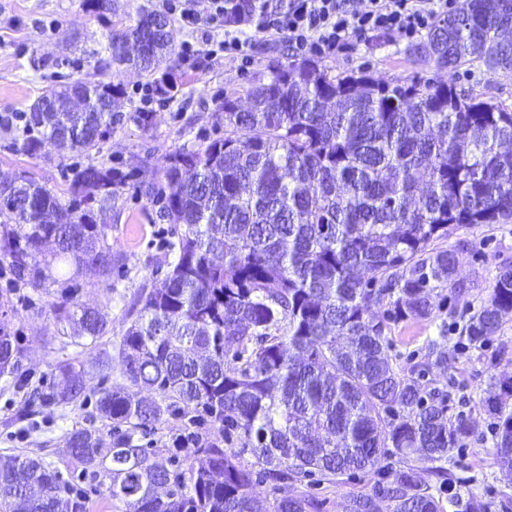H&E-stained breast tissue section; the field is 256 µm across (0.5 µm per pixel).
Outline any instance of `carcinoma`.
<instances>
[{
  "label": "carcinoma",
  "mask_w": 512,
  "mask_h": 512,
  "mask_svg": "<svg viewBox=\"0 0 512 512\" xmlns=\"http://www.w3.org/2000/svg\"><path fill=\"white\" fill-rule=\"evenodd\" d=\"M512 0H463L437 20L421 51L439 67L477 63L512 70ZM94 80L53 86L24 116L27 151L62 156L100 149L124 96L106 79L133 70L158 94L173 91L162 70L176 53L168 18L145 6L112 33ZM83 97L77 109L73 99ZM224 136L165 156L169 193L162 205L183 226L169 244L176 261L153 284L118 348L123 376L136 388L99 392L96 410L112 423L65 438L66 468L93 480L127 512H312L291 489L300 478L380 475L392 449L400 466L389 486L353 497L347 512H372L380 498L393 512H490L445 488L432 493L407 466L413 454L435 474L465 446L467 419L449 414L450 394L435 386L448 370V323L427 344L418 373L391 363L385 321L428 318L459 286L454 249H437L458 226L512 222V110L448 83L407 81L361 70L331 74L312 58L289 60L254 85L246 101L224 96ZM61 201L24 175L0 181V256L32 288L63 282L50 314L57 331L75 326L92 342L109 331L108 313L81 300L75 277L88 266L112 289V255L103 215L128 176L104 163L72 170ZM67 266L60 279L53 263ZM0 299V378H21L24 351ZM512 313V268L499 273L459 339L480 347ZM64 384L36 388L44 410L75 403L84 386L70 365ZM171 399L209 437L176 438L187 455L136 443L135 433L164 423ZM496 455L512 478V407L487 398ZM234 436L254 461L245 467L223 447ZM63 474L40 456H0V512L16 496L29 512H87L82 494L62 499ZM267 483L271 498L256 487Z\"/></svg>",
  "instance_id": "obj_1"
}]
</instances>
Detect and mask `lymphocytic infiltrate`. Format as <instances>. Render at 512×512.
Wrapping results in <instances>:
<instances>
[{"mask_svg": "<svg viewBox=\"0 0 512 512\" xmlns=\"http://www.w3.org/2000/svg\"><path fill=\"white\" fill-rule=\"evenodd\" d=\"M201 17L197 0H165V10L181 26L200 22L222 27L217 53L250 63L257 41L281 39L293 52L323 56L352 39L394 34L408 37L447 16L456 0H209Z\"/></svg>", "mask_w": 512, "mask_h": 512, "instance_id": "lymphocytic-infiltrate-1", "label": "lymphocytic infiltrate"}]
</instances>
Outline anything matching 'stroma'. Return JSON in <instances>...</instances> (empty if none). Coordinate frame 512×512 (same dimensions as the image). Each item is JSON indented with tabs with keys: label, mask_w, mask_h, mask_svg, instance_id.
Listing matches in <instances>:
<instances>
[{
	"label": "stroma",
	"mask_w": 512,
	"mask_h": 512,
	"mask_svg": "<svg viewBox=\"0 0 512 512\" xmlns=\"http://www.w3.org/2000/svg\"><path fill=\"white\" fill-rule=\"evenodd\" d=\"M161 9V0H117L108 21L86 11L83 0H0V175L25 173L39 184L68 198L73 163L93 160L132 173L133 179L113 202L108 213V241L124 257V266L112 276L111 289L97 285L93 272L79 281L84 298L109 314V332L97 344L82 339L71 343L55 339V328L45 315L52 297L42 290L16 286L7 260H0V296L15 308L7 321L25 351L24 368L32 384L56 383L59 365L72 364L83 378L88 401L58 408L51 416L35 415L22 420L18 411L22 396L0 387V454L41 455L63 465L65 437L73 429L89 424L95 411L94 395L102 387H123L127 381L119 368L102 374L95 367L103 356L116 357L121 336L139 310V298L163 277L174 259L166 244L176 241L177 231L165 217L157 192L164 187L162 167L166 154L197 148L204 140L223 135L220 106L225 95L241 92L258 82L269 65L285 61L291 51L285 41L258 43L248 67L230 59L204 55L171 62L178 90L157 107L150 126L136 121L137 100L132 92L138 76L130 70L113 71V82L126 94L119 107L112 135L99 152L73 159L57 153L24 150L23 123L19 114L45 89L67 77H81L82 49L104 50L112 32L122 29L139 7ZM422 36L396 35L351 41L335 54L322 57L333 72L373 73L423 82L453 83L457 89L480 94L512 108V71L487 73L478 65L440 68L421 55ZM457 251L459 276L464 289L450 291L448 302L437 318L389 322L385 331L396 368L409 370L427 361L426 345L439 334L440 323H448V372L441 378L452 394L455 411L474 426L470 444L455 453L448 465L449 479L456 492L474 495L489 503L492 512H512V482L502 475L493 441V420L483 402L493 394L492 374L512 365V315L505 316L487 345L464 349L459 330L488 298L500 270L512 268V223L469 224L458 227L447 240ZM372 482L363 475L340 478L314 477L296 482L297 492L312 496L318 512H346L347 501L371 493Z\"/></svg>",
	"instance_id": "stroma-1"
}]
</instances>
